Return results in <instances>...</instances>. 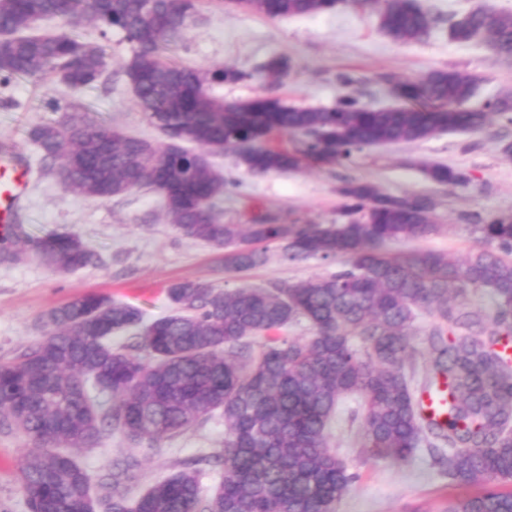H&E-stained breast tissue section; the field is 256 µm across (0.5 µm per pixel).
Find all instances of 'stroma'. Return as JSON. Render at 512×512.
Returning a JSON list of instances; mask_svg holds the SVG:
<instances>
[{
  "mask_svg": "<svg viewBox=\"0 0 512 512\" xmlns=\"http://www.w3.org/2000/svg\"><path fill=\"white\" fill-rule=\"evenodd\" d=\"M420 4L438 14L437 26L424 42L399 46L380 31L375 13L355 6L271 19L240 11L225 0H203L172 57L202 70L231 64L247 72L245 80L210 85L213 96L227 100L278 96L300 106L329 108L352 95L366 107L382 109L395 103L387 78H418L448 67L466 69L475 77L477 90L471 106L512 94V59L496 58L481 41L462 45L448 34L449 21L487 4L512 11V0H420ZM83 33L86 42L106 46L104 83L74 91L56 77L36 76L0 87V139L16 141L29 161L28 193L16 207L29 233H78L101 254L102 262L79 270L52 269L33 257L16 265L0 264V362L43 336L45 312L85 293L110 295L141 308L152 319L170 311L166 288L175 281L204 280L220 290L243 284L267 288L338 270L335 262L283 260L273 245L265 265L240 276L225 270L223 251L179 233L154 192L134 191L104 203L65 194L55 175L41 170L38 154L26 139L33 124L60 120V113L47 109L48 101L76 107L89 103L117 130L155 142L164 139L136 108L120 71L133 52L132 45L118 30L104 35L92 22L84 24ZM275 57L287 59V78L277 82L255 78V71ZM342 72L353 76V84L338 81ZM510 142L512 125L495 119L477 132H447L419 142L368 147L342 165L256 176L233 156L215 155L211 161L241 183L237 193L221 203L225 221L247 224L271 211L289 222L329 224L339 218L338 189L344 181H367L389 194L429 195L436 200L438 231L403 243V250L424 248L462 256L476 246L468 215L512 214V158L502 151ZM424 162L455 167L467 173L470 182L438 187L423 176L420 165ZM360 405V396H348L330 424L333 448L358 475L336 512H446L448 477L435 464L431 449L418 448L405 463L370 456L358 438ZM24 446L18 435L0 434V512H28L17 479ZM223 446L224 418L216 413L160 447H137L109 437L78 460L95 475L113 459L136 455L141 465L128 484L130 496L135 497L178 471L183 462Z\"/></svg>",
  "mask_w": 512,
  "mask_h": 512,
  "instance_id": "obj_1",
  "label": "stroma"
}]
</instances>
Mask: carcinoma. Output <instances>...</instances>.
Returning a JSON list of instances; mask_svg holds the SVG:
<instances>
[{
	"instance_id": "obj_1",
	"label": "carcinoma",
	"mask_w": 512,
	"mask_h": 512,
	"mask_svg": "<svg viewBox=\"0 0 512 512\" xmlns=\"http://www.w3.org/2000/svg\"><path fill=\"white\" fill-rule=\"evenodd\" d=\"M341 0H244L238 8L268 18L330 12ZM200 0H0V86L53 74L74 90L92 88L107 68L104 47L84 41L86 21L120 30L133 44L123 73L147 121L169 135L168 150L118 131L104 118L70 114L27 130L43 170L67 194L104 202L139 189L154 190L186 237L224 251L227 271L243 274L282 258L343 260L316 280L272 288L242 285L215 290L202 280L166 289L173 310L151 320L142 309L89 293L50 310L41 338L0 363V433L30 445L19 459L18 482L28 512H336L357 475L329 444L339 402L362 397L365 451L408 460L425 444L460 490L448 512H512V216H475L479 245L464 256L432 249L393 253L397 244L436 231L429 196H393L368 182L339 189L336 224H283L267 212L251 224L224 221L221 195L240 183L214 168L208 154L237 157L254 175L311 164L347 162L367 147L427 140L439 133L478 131L489 117L512 124V99L464 104L476 79L465 69H434L396 81L401 105L374 110L354 96L320 109L276 97L224 101L207 85L247 77L237 68L207 71L166 56L184 37ZM380 30L392 42H423L437 17L411 0H374ZM68 21L71 31L32 35L42 19ZM460 44L481 40L512 57V12L485 10L449 25ZM279 81L280 57L265 66ZM294 134L285 147L279 138ZM196 145L207 153L187 148ZM438 185L466 184L443 163L423 166ZM51 268L95 267L100 255L76 233L32 237L21 222L0 239V263L29 257ZM487 289L495 305L475 309L467 296ZM435 317L421 392L438 400L431 411L414 394L411 336L418 316ZM303 319L312 335L273 336ZM123 333L134 345L115 347ZM264 338L261 348L247 340ZM219 410L224 415L221 481L202 495L200 460L155 482L137 499L124 484L139 461L133 455L92 476L76 453L117 434L156 447Z\"/></svg>"
}]
</instances>
